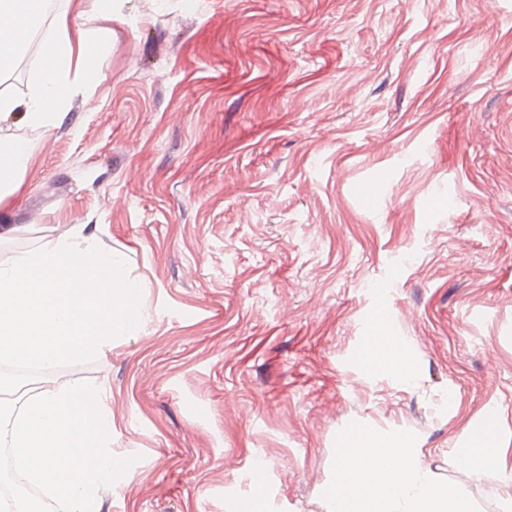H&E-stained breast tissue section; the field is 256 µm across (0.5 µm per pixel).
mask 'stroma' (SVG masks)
Masks as SVG:
<instances>
[{"instance_id": "stroma-1", "label": "stroma", "mask_w": 512, "mask_h": 512, "mask_svg": "<svg viewBox=\"0 0 512 512\" xmlns=\"http://www.w3.org/2000/svg\"><path fill=\"white\" fill-rule=\"evenodd\" d=\"M112 48L0 201V263L86 225L141 322L48 370L134 464L99 512H328L340 441L411 438L473 512L512 496V0H112ZM378 185L375 204L364 191ZM392 280L413 380L358 350ZM504 452L459 473L488 409Z\"/></svg>"}]
</instances>
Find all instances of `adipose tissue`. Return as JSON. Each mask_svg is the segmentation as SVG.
Wrapping results in <instances>:
<instances>
[{"label":"adipose tissue","mask_w":512,"mask_h":512,"mask_svg":"<svg viewBox=\"0 0 512 512\" xmlns=\"http://www.w3.org/2000/svg\"><path fill=\"white\" fill-rule=\"evenodd\" d=\"M2 18L10 24L0 28V76L12 69L38 23L48 22L49 29L41 42L42 72L22 95L0 94V123L17 114L31 129L55 127L66 115L69 93L93 69L96 53L110 51L109 38L101 31L71 34L68 13L48 16L47 0H0ZM33 151L30 140H0V189L17 182ZM360 362L372 375H415L401 349L387 339L374 340ZM342 448L337 477L341 492L331 495L329 512H470L455 488L433 481L409 437L383 439L356 429L343 437ZM500 453L498 435L475 430L468 445L456 451L458 468L466 478L480 477L494 468Z\"/></svg>","instance_id":"adipose-tissue-1"}]
</instances>
